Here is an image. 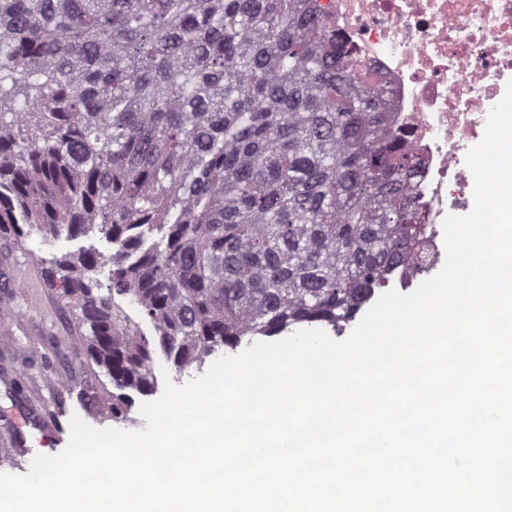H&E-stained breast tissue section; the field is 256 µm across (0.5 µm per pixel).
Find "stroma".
Here are the masks:
<instances>
[{
    "instance_id": "35a3bbf8",
    "label": "stroma",
    "mask_w": 512,
    "mask_h": 512,
    "mask_svg": "<svg viewBox=\"0 0 512 512\" xmlns=\"http://www.w3.org/2000/svg\"><path fill=\"white\" fill-rule=\"evenodd\" d=\"M89 248L106 255L112 251L111 243L98 234L51 238L33 229L17 240L0 233V279L15 273L29 281L28 288L17 293L0 288V302L11 303L20 313L8 325L11 344H0V376L12 379L10 387L0 386V440L12 438L10 418L37 391L43 400L40 422L47 427L56 424L57 408L63 402L83 403L102 428L139 430L146 425L139 410L145 398L140 394L134 397L130 420L113 419L110 407L115 388L89 353L78 312L46 283L49 261L71 258ZM48 375L59 378L60 386L41 389Z\"/></svg>"
}]
</instances>
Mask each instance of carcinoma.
<instances>
[{"mask_svg":"<svg viewBox=\"0 0 512 512\" xmlns=\"http://www.w3.org/2000/svg\"><path fill=\"white\" fill-rule=\"evenodd\" d=\"M386 93L311 0H0V231L112 242L49 272L112 418L158 348L340 330L386 286L417 233Z\"/></svg>","mask_w":512,"mask_h":512,"instance_id":"cac0c4a2","label":"carcinoma"}]
</instances>
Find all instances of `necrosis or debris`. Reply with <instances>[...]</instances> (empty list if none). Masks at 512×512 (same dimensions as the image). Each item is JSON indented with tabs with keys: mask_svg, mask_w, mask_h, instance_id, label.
I'll return each instance as SVG.
<instances>
[{
	"mask_svg": "<svg viewBox=\"0 0 512 512\" xmlns=\"http://www.w3.org/2000/svg\"><path fill=\"white\" fill-rule=\"evenodd\" d=\"M315 7L391 93L388 125L420 167L410 180L425 233L400 279L442 260L447 214L469 212L465 164L491 107L512 80V0H315Z\"/></svg>",
	"mask_w": 512,
	"mask_h": 512,
	"instance_id": "4bbe7bcc",
	"label": "necrosis or debris"
}]
</instances>
